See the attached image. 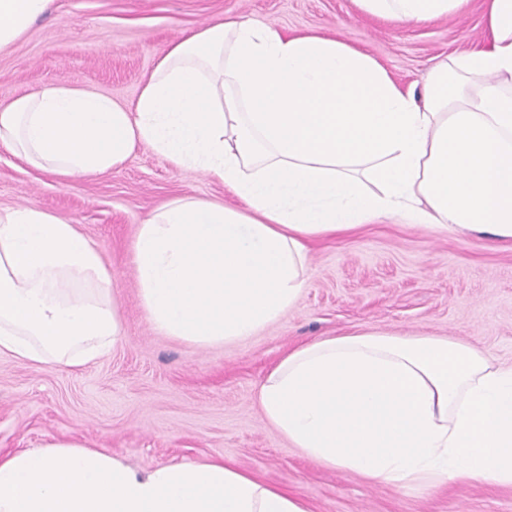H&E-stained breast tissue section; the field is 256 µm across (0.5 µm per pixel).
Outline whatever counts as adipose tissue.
Here are the masks:
<instances>
[{
    "label": "adipose tissue",
    "instance_id": "adipose-tissue-1",
    "mask_svg": "<svg viewBox=\"0 0 512 512\" xmlns=\"http://www.w3.org/2000/svg\"><path fill=\"white\" fill-rule=\"evenodd\" d=\"M52 0H0V53ZM469 0H355L399 24ZM484 49L421 90L321 34L248 20L171 42L134 105L66 83L0 104V144L64 180L140 145L240 201L162 205L132 263L152 329L198 347L253 336L300 301L311 241L377 220L512 241V0H487ZM117 284L77 225L0 209V356L80 368L122 334ZM267 422L308 458L400 488L512 486V367L444 337L344 332L288 353L258 389ZM0 512H307L204 459L141 469L85 441L0 454Z\"/></svg>",
    "mask_w": 512,
    "mask_h": 512
}]
</instances>
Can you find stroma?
Returning <instances> with one entry per match:
<instances>
[{
    "label": "stroma",
    "instance_id": "35a3bbf8",
    "mask_svg": "<svg viewBox=\"0 0 512 512\" xmlns=\"http://www.w3.org/2000/svg\"><path fill=\"white\" fill-rule=\"evenodd\" d=\"M486 0L400 26L354 0H53L0 53V103L69 83L136 101L170 42L214 21L251 19L291 35L360 48L402 86L422 84L449 55L486 43ZM233 203L223 185L137 147L120 166L79 182L37 170L0 146V209L32 204L77 224L118 283L124 337L76 370L0 356V453L51 440L95 443L133 466L221 458L300 497L309 512H512V487L397 488L322 466L265 420L257 390L281 357L340 332L444 336L512 365V244L392 221L310 245L308 286L294 309L249 339L199 348L158 335L132 273L139 224L178 197Z\"/></svg>",
    "mask_w": 512,
    "mask_h": 512
}]
</instances>
